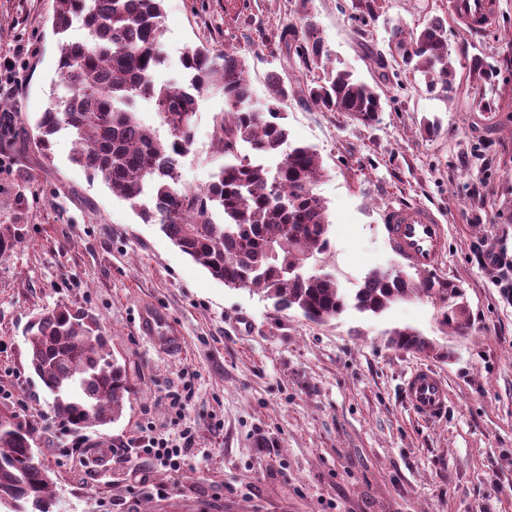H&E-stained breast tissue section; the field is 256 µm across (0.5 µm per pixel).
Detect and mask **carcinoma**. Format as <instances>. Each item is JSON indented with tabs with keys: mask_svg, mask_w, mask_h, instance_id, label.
<instances>
[{
	"mask_svg": "<svg viewBox=\"0 0 512 512\" xmlns=\"http://www.w3.org/2000/svg\"><path fill=\"white\" fill-rule=\"evenodd\" d=\"M164 0H58L52 27L65 34L78 22L85 37L61 44L58 65L66 95L54 99L34 122L19 112L0 114V138L21 129L44 163L53 162V137L69 131L76 144L72 164L100 176L142 221L154 224L183 254L230 289L264 294L282 309L296 308L325 324L352 308L380 315L400 300L425 296L439 305L442 324L465 332L462 293L430 278L417 280L404 267L370 270L350 295L335 277L310 267L330 249V221L315 194L319 157L308 146L288 152L283 106L290 90L270 75L265 105L257 109L248 59L232 49L186 48L185 83L158 86L153 73L164 63ZM356 19L380 13L379 0H357ZM445 21L433 17L412 33L391 29V45L409 71L434 88L452 90L456 69ZM293 55L316 73L302 93L324 112H344L361 125L378 120L383 105L371 86L323 61L324 47L307 23ZM472 82L492 78L481 57L468 70ZM224 96L216 124L224 165L215 180L193 190L180 182V160L190 153L194 118L203 94ZM151 101L167 134L136 112ZM21 241L16 224H0V256ZM28 361L64 423L83 430L117 421L133 393L126 365L112 355L110 338L89 312L60 303L33 316L26 329ZM397 348L428 353L434 345L406 327L389 333ZM27 422L0 418V512H51L53 481L36 460Z\"/></svg>",
	"mask_w": 512,
	"mask_h": 512,
	"instance_id": "1",
	"label": "carcinoma"
}]
</instances>
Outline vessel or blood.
<instances>
[{
  "label": "vessel or blood",
  "mask_w": 512,
  "mask_h": 512,
  "mask_svg": "<svg viewBox=\"0 0 512 512\" xmlns=\"http://www.w3.org/2000/svg\"><path fill=\"white\" fill-rule=\"evenodd\" d=\"M453 14L471 32L492 21L486 0H453ZM389 219V224L385 226L389 243L407 265L428 271L439 263L446 252L447 232L431 212L402 207L391 210ZM137 331L164 353H176L183 346L178 326L163 309L156 306L140 310ZM402 391L406 403L420 417L434 420L445 416L448 409L446 385L431 368L414 370L404 379Z\"/></svg>",
  "instance_id": "b4317fda"
}]
</instances>
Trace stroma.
Masks as SVG:
<instances>
[{"instance_id":"35a3bbf8","label":"stroma","mask_w":512,"mask_h":512,"mask_svg":"<svg viewBox=\"0 0 512 512\" xmlns=\"http://www.w3.org/2000/svg\"><path fill=\"white\" fill-rule=\"evenodd\" d=\"M452 0H384L377 20L355 21V0H164L160 84L182 81L189 45L235 48L248 58L255 105L277 72L293 89L289 141L311 147L323 173L330 249L324 263L347 292L375 267L399 264L384 224L390 207L427 209L445 224L448 249L430 276L464 293L465 335L446 331L427 297L373 317L349 310L315 324L276 309L262 294L224 287L144 223L102 178L74 166L72 137L54 139L52 167L33 143L0 145V224L23 239L0 258V415L35 427L59 512H512V303L482 267L486 250L512 261V0H495V22L463 29ZM57 0H0V58L22 56L0 109L35 119L57 83ZM446 21L455 61L451 92L429 90L404 70L390 29ZM313 20L329 65L374 87L383 100L369 126L324 112L301 93L304 69L287 56ZM496 68L493 86L468 78L474 55ZM224 98L205 93L182 183L200 189L224 162L214 120ZM439 130L428 136L425 120ZM64 303L92 312L126 364L134 392L122 417L73 433L51 411L32 373L23 329ZM160 305L185 341L159 353L138 336L140 307ZM409 327L436 355L389 346ZM420 365L448 387L445 417L427 421L405 404L404 376ZM192 432V451L163 467L142 450L148 437ZM105 448V467L89 449Z\"/></svg>"}]
</instances>
